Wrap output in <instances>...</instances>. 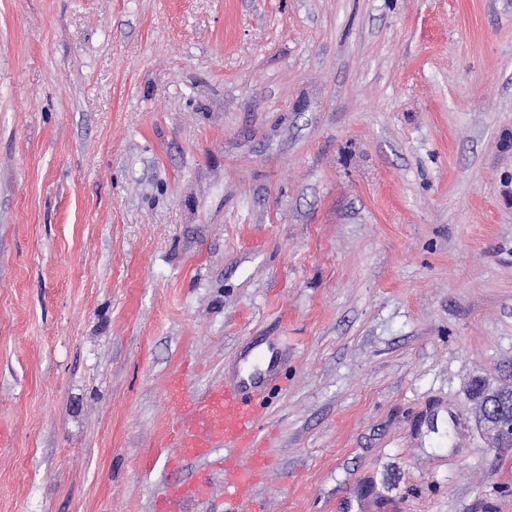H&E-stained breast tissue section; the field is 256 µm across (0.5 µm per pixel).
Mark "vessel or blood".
Segmentation results:
<instances>
[{
	"label": "vessel or blood",
	"instance_id": "vessel-or-blood-1",
	"mask_svg": "<svg viewBox=\"0 0 512 512\" xmlns=\"http://www.w3.org/2000/svg\"><path fill=\"white\" fill-rule=\"evenodd\" d=\"M259 381L254 373L213 385L200 395L190 393L179 375L166 385L168 401L178 413L171 438L175 458L193 462L223 453L226 512H243L249 501L254 504L253 512H266L265 502L252 499L254 489L272 470L260 437L263 405ZM206 494V484L179 485L168 498L156 503L154 512H192L194 503Z\"/></svg>",
	"mask_w": 512,
	"mask_h": 512
}]
</instances>
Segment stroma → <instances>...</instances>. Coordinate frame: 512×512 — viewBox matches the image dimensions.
<instances>
[{
  "label": "stroma",
  "instance_id": "obj_1",
  "mask_svg": "<svg viewBox=\"0 0 512 512\" xmlns=\"http://www.w3.org/2000/svg\"><path fill=\"white\" fill-rule=\"evenodd\" d=\"M251 348L278 512H512V0H0V512H224ZM260 376L209 387L202 395L191 394L181 375L166 385L169 403L178 413L171 443L179 462L213 457L224 450V503L226 512H243L242 506L272 465L262 450L260 417L263 400ZM495 393L496 390L484 389L479 392L482 416L491 425V431H493L490 441L491 448H494L502 438L507 437L505 433L512 437V402L508 404V407L502 402H495L492 400ZM507 416H509L507 420H500ZM207 488L205 483L181 484L168 498L155 504L154 512H191L194 503L207 495Z\"/></svg>",
  "mask_w": 512,
  "mask_h": 512
}]
</instances>
